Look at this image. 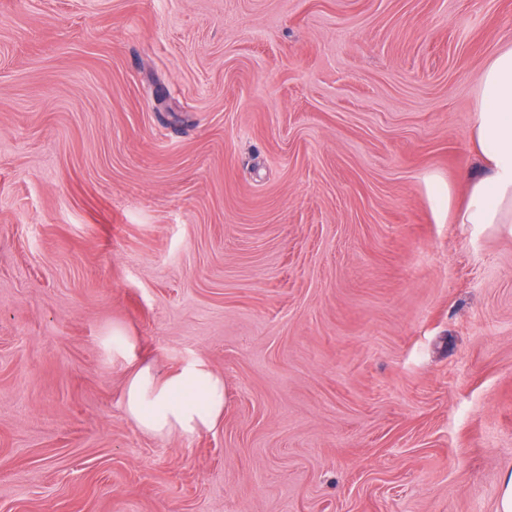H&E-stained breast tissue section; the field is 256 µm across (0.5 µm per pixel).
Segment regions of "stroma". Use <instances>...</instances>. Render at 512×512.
Here are the masks:
<instances>
[{
  "instance_id": "obj_1",
  "label": "stroma",
  "mask_w": 512,
  "mask_h": 512,
  "mask_svg": "<svg viewBox=\"0 0 512 512\" xmlns=\"http://www.w3.org/2000/svg\"><path fill=\"white\" fill-rule=\"evenodd\" d=\"M512 0H0V512H497L512 225L454 221ZM204 362L153 436L131 359ZM124 405L142 431L167 436L212 430L224 414V379L202 363L158 375L145 361L135 362L125 387Z\"/></svg>"
}]
</instances>
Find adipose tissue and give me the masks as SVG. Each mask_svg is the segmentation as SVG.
Instances as JSON below:
<instances>
[{"instance_id":"obj_1","label":"adipose tissue","mask_w":512,"mask_h":512,"mask_svg":"<svg viewBox=\"0 0 512 512\" xmlns=\"http://www.w3.org/2000/svg\"><path fill=\"white\" fill-rule=\"evenodd\" d=\"M483 161V176L470 183L461 224H512V46L484 67L469 131ZM124 405L142 431L167 436L212 430L224 414L223 378L200 362L161 376L136 362L125 387Z\"/></svg>"}]
</instances>
